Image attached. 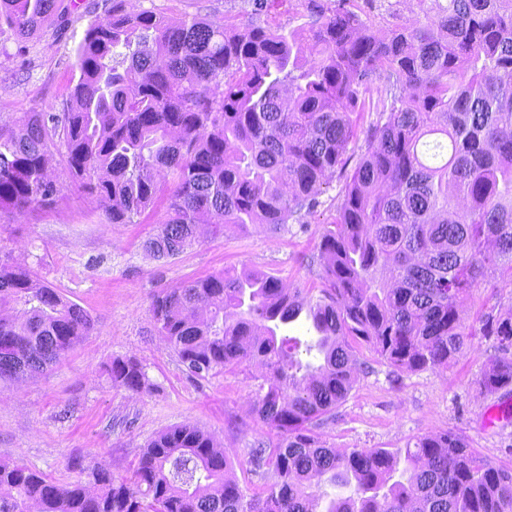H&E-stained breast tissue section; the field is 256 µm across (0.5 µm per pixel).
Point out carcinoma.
Here are the masks:
<instances>
[{
    "label": "carcinoma",
    "mask_w": 512,
    "mask_h": 512,
    "mask_svg": "<svg viewBox=\"0 0 512 512\" xmlns=\"http://www.w3.org/2000/svg\"><path fill=\"white\" fill-rule=\"evenodd\" d=\"M58 0H0V36L16 42L54 16ZM298 30L172 22L126 0H102L74 49L78 79L61 111L0 124V210L51 203L50 161L108 223L131 224L170 186L146 246L174 258L231 225L272 232L303 224L321 186L344 179L335 221L308 265L317 298L268 272L224 270L151 296L156 327L189 376L264 370L254 410L277 431L255 442L245 497L213 436L184 423L143 449L128 485L100 465L59 483L0 460V512H512V468L478 456L456 433L405 448L342 450L313 429L334 418L357 383L355 346L407 371L445 368L477 334L492 340L477 380L512 391V294L479 328L461 307L473 289L512 288V0H431L415 24L382 33L347 0H307ZM380 90L375 101L365 94ZM376 112L367 130L354 115ZM365 151L346 174L349 146ZM0 380L42 374L94 320L30 269L0 262ZM305 317L314 340L278 331ZM108 376L139 392L134 356ZM328 477L346 493L310 490Z\"/></svg>",
    "instance_id": "cac0c4a2"
}]
</instances>
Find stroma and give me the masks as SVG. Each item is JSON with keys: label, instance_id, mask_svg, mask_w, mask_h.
<instances>
[{"label": "stroma", "instance_id": "1", "mask_svg": "<svg viewBox=\"0 0 512 512\" xmlns=\"http://www.w3.org/2000/svg\"><path fill=\"white\" fill-rule=\"evenodd\" d=\"M94 2L64 0L65 30L51 21L26 41L5 40L1 123L15 125L24 113L63 105L75 78L73 47ZM138 6L172 21L197 17L229 28L251 21L244 0H139ZM355 7L380 29L412 26L422 14L420 0H357ZM47 177L58 190L52 204L22 215L0 210V259L32 269L83 307L95 328L48 373L0 381V459L66 483L78 479L69 462L81 457L130 483L146 444L171 426L189 423L227 448L245 495L259 491L260 481L247 471V452L255 440L272 442L276 436L252 414L259 385L254 370L188 378L157 332L150 298L155 290L227 268L271 272L292 288H321L319 267L306 259L336 216L343 179L322 186L306 223L279 234L259 226L229 228L164 260L143 246L162 221L163 206L111 229L96 201L72 186L62 159L51 163ZM490 345L485 337H472L448 368L422 372L396 369L366 346L357 347L370 371L360 375L335 420L318 427L319 437L342 449L403 448L418 437L452 431L488 461L512 468V415H503L512 412V394L488 396L477 388ZM125 356L142 362L152 390L133 393L112 385L105 367Z\"/></svg>", "mask_w": 512, "mask_h": 512}]
</instances>
